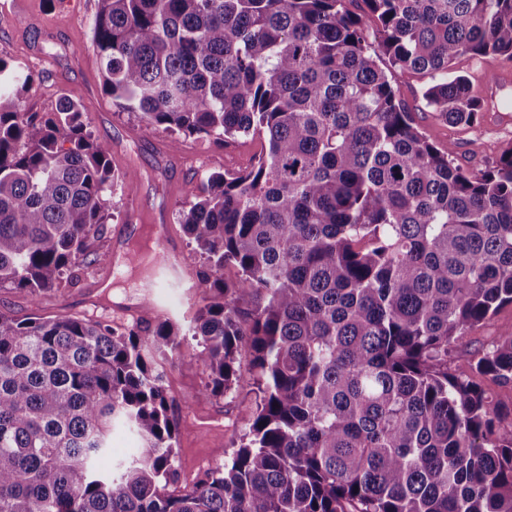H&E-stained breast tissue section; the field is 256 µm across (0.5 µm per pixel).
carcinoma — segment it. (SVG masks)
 I'll return each mask as SVG.
<instances>
[{
    "instance_id": "cac0c4a2",
    "label": "carcinoma",
    "mask_w": 512,
    "mask_h": 512,
    "mask_svg": "<svg viewBox=\"0 0 512 512\" xmlns=\"http://www.w3.org/2000/svg\"><path fill=\"white\" fill-rule=\"evenodd\" d=\"M105 91L148 125L260 141L180 217L205 256L193 327L206 389L253 356L258 400L229 462L177 488V422L154 354L170 322L0 312V512H512V331L452 368L512 305V150L471 173L414 126L346 0H100ZM390 67L430 75L447 123L490 109L448 77L512 60V0H362ZM33 76L0 58V287H75L119 176L80 105L25 112ZM237 276L224 279V267ZM250 300L253 306L240 307ZM142 447L98 469L115 425ZM512 330V307L502 308L495 319L487 326L475 327L464 339L459 349L458 359L455 365L465 369L468 365L470 353L476 350L487 340L488 336H496L499 333Z\"/></svg>"
}]
</instances>
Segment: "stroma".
<instances>
[{"mask_svg": "<svg viewBox=\"0 0 512 512\" xmlns=\"http://www.w3.org/2000/svg\"><path fill=\"white\" fill-rule=\"evenodd\" d=\"M98 9L99 0H0V58L33 75L26 111L48 119L60 98L71 97L81 103L93 137L111 146L112 167L123 180L105 197L110 220L97 249L114 252L115 238L123 236L160 255L154 228L162 225L183 264L173 269L157 263L126 278L116 267L96 265L80 286H63L34 299L7 286L0 288V311L17 319L93 315L121 325L152 326L168 320L186 328L204 305L200 280L206 269L204 257L180 224V213L188 206L187 189L208 172L250 168L260 144L243 139L223 147L211 138L170 135L146 125L137 113L122 110L102 90L94 41ZM388 78L423 137L439 148L452 146L464 169H485L512 150V118L487 112L479 129L452 126L438 120L422 99L428 75L392 71ZM197 350L196 340L189 337L179 356L157 359L173 399L176 466L185 486L230 460L256 402L249 351L239 354L235 388L215 396L205 390L207 370L197 360Z\"/></svg>", "mask_w": 512, "mask_h": 512, "instance_id": "obj_1", "label": "stroma"}]
</instances>
